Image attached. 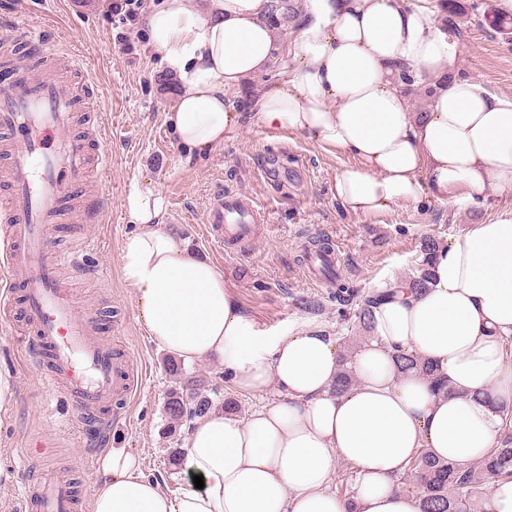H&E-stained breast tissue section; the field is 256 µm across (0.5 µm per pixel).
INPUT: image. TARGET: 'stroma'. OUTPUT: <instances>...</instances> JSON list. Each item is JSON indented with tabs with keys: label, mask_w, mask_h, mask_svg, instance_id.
<instances>
[{
	"label": "stroma",
	"mask_w": 512,
	"mask_h": 512,
	"mask_svg": "<svg viewBox=\"0 0 512 512\" xmlns=\"http://www.w3.org/2000/svg\"><path fill=\"white\" fill-rule=\"evenodd\" d=\"M112 2L33 0L27 21L44 31L51 44L83 61L111 152L109 167L94 182L108 202L98 222L84 227L94 244L83 252V262L100 274L77 280L74 294L79 305L101 311V336L141 368L142 381L134 396L115 401L119 416L102 450H130L145 475L165 477L177 494L186 483L180 467L169 464L168 454L182 447L186 430L178 428L173 437L166 434L163 411L175 377L167 368V353L150 340L137 319L134 291L120 266L122 243L135 230L123 208L133 181L150 180L163 192L167 230L217 267L242 309L262 327L282 331L312 324L338 337L347 336L349 329L337 313L335 286L312 281L302 259L310 238L332 242L342 283L363 295L376 284L406 277L419 258L423 237L445 243L472 225L490 222L512 206V194L489 189L462 208L403 204L365 218L347 212L333 192L337 172L352 164V156L324 150L303 134L244 127L206 154L188 153L174 140L167 121L177 81L148 47L141 20L125 26L115 23ZM459 2L470 19L463 40L456 43V71L512 95V41L482 19L492 12L494 0ZM268 160L282 172L272 184L259 174ZM220 188L249 195L266 215L262 235L249 252L237 253L205 232L209 198ZM310 298L318 300L319 310L301 307V300ZM24 330L21 324L0 327V370L10 372L15 385L12 403L0 411V470L12 477L0 512H19L18 497L36 444L50 446L55 460L74 472L93 476L99 470L98 463L85 457L78 432L59 431L57 393L41 385L33 368L24 366ZM185 370L212 380L221 397H236L242 417L280 396L274 387L260 396L236 395L223 365L214 358L186 365Z\"/></svg>",
	"instance_id": "obj_1"
}]
</instances>
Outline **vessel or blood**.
<instances>
[{
	"mask_svg": "<svg viewBox=\"0 0 512 512\" xmlns=\"http://www.w3.org/2000/svg\"><path fill=\"white\" fill-rule=\"evenodd\" d=\"M0 50L15 53V77L0 86L8 191L0 204V321L11 323L14 306H21L29 327L25 357L65 399L66 425L89 423L97 431L83 442L94 457L112 426L113 400L132 394L134 373L59 275L62 267H80L78 253L58 251L54 241L63 216L96 222L106 201L87 193L88 172L93 165L106 169L109 153L98 126L83 134L71 130L81 101L73 79L81 71L77 58L48 45L22 20L0 29ZM262 221L247 199L219 193L209 204L206 232L245 245ZM38 472L22 491L25 512H77L81 492L69 471L49 458L39 461Z\"/></svg>",
	"mask_w": 512,
	"mask_h": 512,
	"instance_id": "b4317fda",
	"label": "vessel or blood"
}]
</instances>
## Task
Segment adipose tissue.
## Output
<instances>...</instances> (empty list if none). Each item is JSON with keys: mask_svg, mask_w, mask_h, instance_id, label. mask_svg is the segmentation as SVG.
Here are the masks:
<instances>
[{"mask_svg": "<svg viewBox=\"0 0 512 512\" xmlns=\"http://www.w3.org/2000/svg\"><path fill=\"white\" fill-rule=\"evenodd\" d=\"M269 4L160 0L147 13L148 40L180 80L168 114L180 146L212 150L246 123L302 133L353 156L334 191L365 217L512 192V97L454 75L456 46L438 21L444 0H304L292 77L240 112L229 95L276 52ZM404 66L433 88L426 111L412 109ZM123 206L138 229L122 244L121 271L147 335L187 364L217 358L240 392L275 386L281 397L244 418L191 421L184 474L202 476L200 489L171 494L134 454L112 449L90 484L89 512H419L395 484L418 449L471 463L496 444L512 405V208L449 240L426 292L387 283L391 297L349 364L356 384L339 394L336 337L315 325L261 328L222 274L163 230L167 202L152 183L134 181ZM401 352L430 362L434 378L397 371ZM436 378L449 393L434 390ZM340 462L355 470L347 499L331 487Z\"/></svg>", "mask_w": 512, "mask_h": 512, "instance_id": "adipose-tissue-1", "label": "adipose tissue"}]
</instances>
